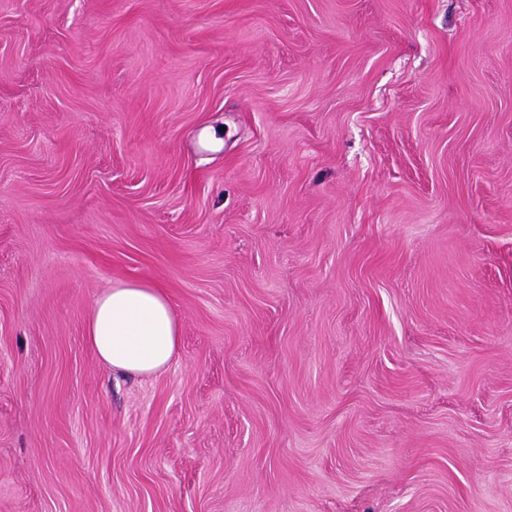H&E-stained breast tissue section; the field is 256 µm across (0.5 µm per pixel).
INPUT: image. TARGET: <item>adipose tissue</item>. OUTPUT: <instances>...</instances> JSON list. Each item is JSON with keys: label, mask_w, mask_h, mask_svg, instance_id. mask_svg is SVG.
<instances>
[{"label": "adipose tissue", "mask_w": 512, "mask_h": 512, "mask_svg": "<svg viewBox=\"0 0 512 512\" xmlns=\"http://www.w3.org/2000/svg\"><path fill=\"white\" fill-rule=\"evenodd\" d=\"M85 334L101 362L139 376L167 369L180 341L167 292L146 279L113 283L97 297Z\"/></svg>", "instance_id": "1"}]
</instances>
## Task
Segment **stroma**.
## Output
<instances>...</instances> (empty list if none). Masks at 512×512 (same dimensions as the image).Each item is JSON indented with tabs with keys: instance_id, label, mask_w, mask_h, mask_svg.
<instances>
[{
	"instance_id": "35a3bbf8",
	"label": "stroma",
	"mask_w": 512,
	"mask_h": 512,
	"mask_svg": "<svg viewBox=\"0 0 512 512\" xmlns=\"http://www.w3.org/2000/svg\"><path fill=\"white\" fill-rule=\"evenodd\" d=\"M0 512H512V0H0ZM85 334L101 362L139 376L167 369L180 341L167 292L146 279L112 283L96 298Z\"/></svg>"
}]
</instances>
